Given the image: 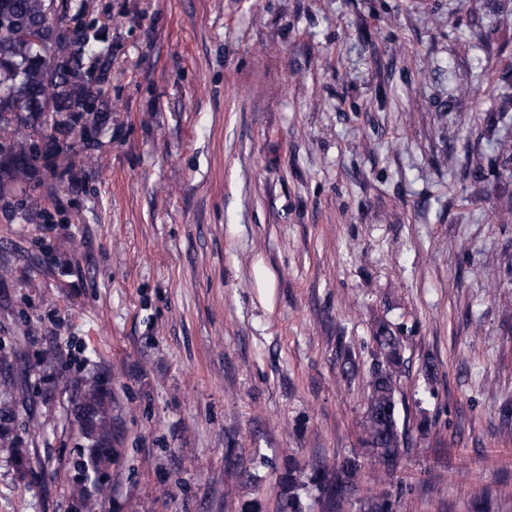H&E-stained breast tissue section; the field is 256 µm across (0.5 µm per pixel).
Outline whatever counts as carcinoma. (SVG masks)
<instances>
[{"mask_svg": "<svg viewBox=\"0 0 512 512\" xmlns=\"http://www.w3.org/2000/svg\"><path fill=\"white\" fill-rule=\"evenodd\" d=\"M87 14V0H0V212L10 221L35 218L34 194L46 176H67L75 184L78 163L100 161L95 151L109 130L115 47L108 28ZM372 339L378 360L363 384L366 460L353 456L309 472L288 462L278 480L280 512H304V495L319 512H347L354 502L357 512H391L386 494L352 500L360 478L392 482L403 452L397 392L405 347L384 324ZM338 349L343 377L356 379L355 354L341 336ZM104 398L98 382L87 383L82 422L96 449L112 441Z\"/></svg>", "mask_w": 512, "mask_h": 512, "instance_id": "carcinoma-1", "label": "carcinoma"}]
</instances>
